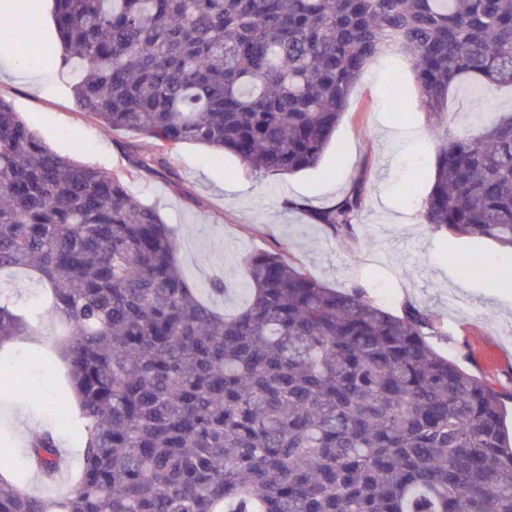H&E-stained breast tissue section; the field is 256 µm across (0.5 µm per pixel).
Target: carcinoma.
Wrapping results in <instances>:
<instances>
[{
	"instance_id": "carcinoma-1",
	"label": "carcinoma",
	"mask_w": 512,
	"mask_h": 512,
	"mask_svg": "<svg viewBox=\"0 0 512 512\" xmlns=\"http://www.w3.org/2000/svg\"><path fill=\"white\" fill-rule=\"evenodd\" d=\"M79 109L174 149L230 152L253 174L320 162L377 56L407 57L438 141L422 221L512 247V111L442 117L468 82L512 88V0H54ZM107 172L48 148L0 98V352L41 337L66 369L80 471L41 497L0 465V512H512L502 393L427 336L435 321L331 288L282 252L245 259L226 314L179 265L175 233ZM363 170L311 218L352 234ZM27 459L66 465L50 431ZM2 297L11 303L26 305L37 300H42L43 289L33 280L23 274L3 279L1 283Z\"/></svg>"
}]
</instances>
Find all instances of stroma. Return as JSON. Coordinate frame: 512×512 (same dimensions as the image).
<instances>
[{
	"instance_id": "1",
	"label": "stroma",
	"mask_w": 512,
	"mask_h": 512,
	"mask_svg": "<svg viewBox=\"0 0 512 512\" xmlns=\"http://www.w3.org/2000/svg\"><path fill=\"white\" fill-rule=\"evenodd\" d=\"M0 48V97L19 112L31 131L57 154L105 171L130 169L138 153L152 155V169L139 172L132 190L157 206L177 234V259L185 274L202 282L213 274L226 280V296L209 297L212 306L235 310L245 301L238 289L244 259L257 252L284 251L320 281L345 288L356 284L392 311L404 302L430 310L439 333L430 344L498 391L508 392L504 420L512 431V288L495 298L491 271L507 267L500 244L490 239L432 231L421 221L423 202L433 181L436 142L418 93L408 58L375 59L353 89L348 110L336 128L320 164L294 175L253 176L232 154L214 159L211 149L182 144L176 150L142 135L100 126L77 107L72 81L62 67L54 7L46 5L40 32L6 33ZM30 40L47 46L52 60L40 79L20 68L18 46ZM398 82L414 113L399 123L387 100L390 82ZM512 109V93L468 86L449 102L453 127L474 126L476 119ZM369 170L368 193L353 234L339 239L289 201L320 209L340 200L362 170ZM477 257L479 272L460 280L456 260ZM52 354L25 340L0 358V371L13 360L28 362L25 380L0 389V402L25 416L18 424L0 425V456L40 494L55 497L72 486L80 467L76 417L57 394L64 368L46 375ZM49 430L58 439L71 473L52 485L32 474L26 438Z\"/></svg>"
}]
</instances>
